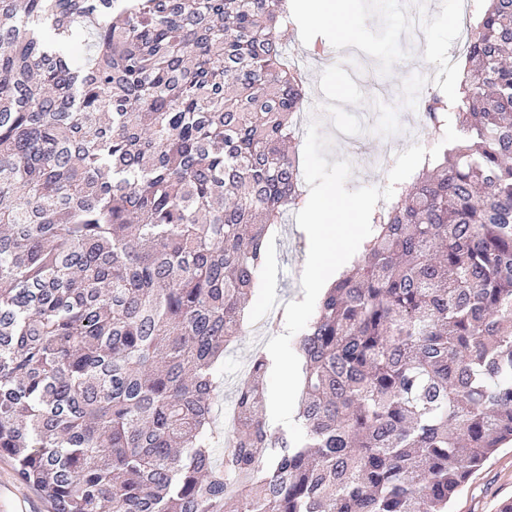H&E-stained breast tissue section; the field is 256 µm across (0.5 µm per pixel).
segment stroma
Listing matches in <instances>:
<instances>
[{
  "label": "stroma",
  "instance_id": "obj_1",
  "mask_svg": "<svg viewBox=\"0 0 512 512\" xmlns=\"http://www.w3.org/2000/svg\"><path fill=\"white\" fill-rule=\"evenodd\" d=\"M436 2L437 9L426 18L420 49L408 51L400 38L402 15L390 0H354L356 11L370 21L361 53L348 56L346 65L322 63L308 71L304 112L309 117L317 116L322 132L334 139L328 162L345 159L361 164L359 171L349 177L347 189L383 185L369 160L383 152L396 131L387 127L385 117L378 114L376 89L389 92L388 109H401L406 91L413 88L419 74L433 61L444 59L455 45L458 30L447 26L444 14L458 10V0ZM308 248V237L295 215H288L272 233L268 262L258 273L257 286L245 311L248 328L224 353L220 399L234 400L238 370L276 336L278 311L288 302L303 300L301 275ZM506 501H512V442L503 444L471 474L457 491L451 512H499ZM0 512H49L41 495L18 481L11 463L4 459H0Z\"/></svg>",
  "mask_w": 512,
  "mask_h": 512
}]
</instances>
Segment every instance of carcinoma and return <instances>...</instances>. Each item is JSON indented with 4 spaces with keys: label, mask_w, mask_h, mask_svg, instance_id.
<instances>
[{
    "label": "carcinoma",
    "mask_w": 512,
    "mask_h": 512,
    "mask_svg": "<svg viewBox=\"0 0 512 512\" xmlns=\"http://www.w3.org/2000/svg\"><path fill=\"white\" fill-rule=\"evenodd\" d=\"M468 139L371 217L217 463L224 349L275 225L306 196L287 0H0V457L51 512H448L512 441V0H486Z\"/></svg>",
    "instance_id": "1"
}]
</instances>
